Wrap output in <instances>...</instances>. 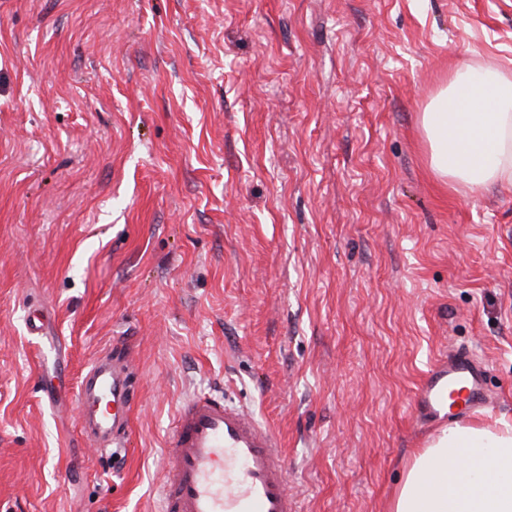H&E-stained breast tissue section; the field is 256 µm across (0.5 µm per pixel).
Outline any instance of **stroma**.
I'll return each instance as SVG.
<instances>
[{
    "mask_svg": "<svg viewBox=\"0 0 512 512\" xmlns=\"http://www.w3.org/2000/svg\"><path fill=\"white\" fill-rule=\"evenodd\" d=\"M486 64L512 0H0V512H158L210 391L302 512H389L450 348L485 365L470 420L512 423V184L443 185L420 125ZM115 343L138 398L97 448L76 393Z\"/></svg>",
    "mask_w": 512,
    "mask_h": 512,
    "instance_id": "1",
    "label": "stroma"
}]
</instances>
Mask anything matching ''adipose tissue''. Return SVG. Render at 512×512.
I'll use <instances>...</instances> for the list:
<instances>
[{"label":"adipose tissue","mask_w":512,"mask_h":512,"mask_svg":"<svg viewBox=\"0 0 512 512\" xmlns=\"http://www.w3.org/2000/svg\"><path fill=\"white\" fill-rule=\"evenodd\" d=\"M430 166L481 192L512 183V77L455 70L422 112ZM390 512H512V423L453 421L412 457Z\"/></svg>","instance_id":"1"}]
</instances>
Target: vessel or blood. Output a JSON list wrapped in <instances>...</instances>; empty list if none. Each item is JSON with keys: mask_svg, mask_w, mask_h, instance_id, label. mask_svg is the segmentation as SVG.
<instances>
[{"mask_svg": "<svg viewBox=\"0 0 512 512\" xmlns=\"http://www.w3.org/2000/svg\"><path fill=\"white\" fill-rule=\"evenodd\" d=\"M480 362L466 353L438 357L417 387L421 417L448 413V388L464 383L458 406L466 413L487 407ZM88 409L82 432L93 444H122L129 429L135 386L127 356L110 347L86 368L78 392ZM281 441L245 406L202 394L176 409L162 451L160 512H299L288 491Z\"/></svg>", "mask_w": 512, "mask_h": 512, "instance_id": "vessel-or-blood-1", "label": "vessel or blood"}]
</instances>
